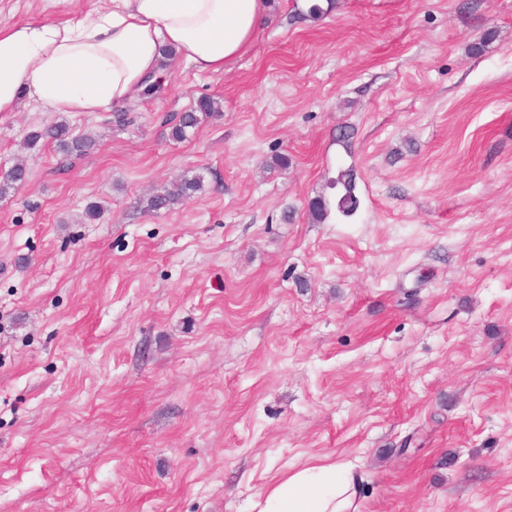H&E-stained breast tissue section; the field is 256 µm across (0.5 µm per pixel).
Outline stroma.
<instances>
[{
    "instance_id": "1",
    "label": "stroma",
    "mask_w": 512,
    "mask_h": 512,
    "mask_svg": "<svg viewBox=\"0 0 512 512\" xmlns=\"http://www.w3.org/2000/svg\"><path fill=\"white\" fill-rule=\"evenodd\" d=\"M296 3L126 122L64 117L85 155L24 148L59 113H0V169L28 165L0 197V512H253L322 460L361 473L355 512H512V0ZM219 103L215 101L213 98H203L201 99L194 112H186L179 120V122L172 127V137L175 139H182L186 135V130L188 128L195 127L200 118L197 113H200L204 116H209L211 114H215L219 112ZM337 182L342 184L345 190L337 203L338 211L342 213L343 216L349 217L354 213L357 204V199L354 195L355 183L353 175L348 172L341 173ZM204 189L203 177H185L173 189L153 194L145 199V210L149 212L171 209L173 206L191 200Z\"/></svg>"
}]
</instances>
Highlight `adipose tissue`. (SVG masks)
<instances>
[{
    "mask_svg": "<svg viewBox=\"0 0 512 512\" xmlns=\"http://www.w3.org/2000/svg\"><path fill=\"white\" fill-rule=\"evenodd\" d=\"M270 9V0H107L63 22L0 27V113L23 94L52 112H106L166 67L222 72ZM358 487L353 467H307L271 487L259 512H352Z\"/></svg>",
    "mask_w": 512,
    "mask_h": 512,
    "instance_id": "1",
    "label": "adipose tissue"
}]
</instances>
